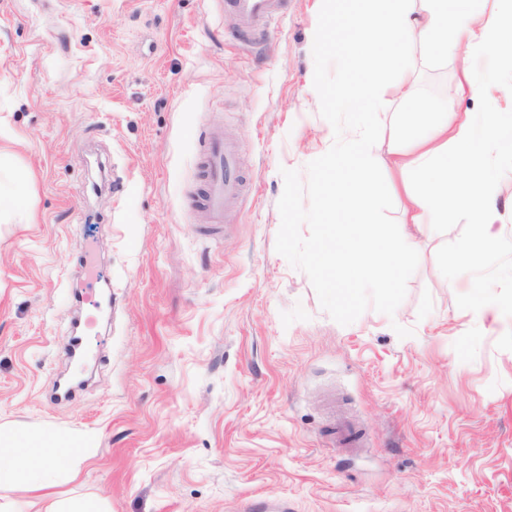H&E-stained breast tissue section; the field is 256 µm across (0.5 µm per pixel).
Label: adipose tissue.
Listing matches in <instances>:
<instances>
[{"label": "adipose tissue", "instance_id": "adipose-tissue-1", "mask_svg": "<svg viewBox=\"0 0 512 512\" xmlns=\"http://www.w3.org/2000/svg\"><path fill=\"white\" fill-rule=\"evenodd\" d=\"M343 52L346 76L335 106L352 124L335 155L322 159L333 169L330 202L341 215L318 252L339 261L341 281L358 288L397 278L423 240L439 236L468 217L470 239L456 257L465 273L481 269L501 251L512 252L489 159L495 149L512 145V120L499 112L459 109V102L484 96L486 87L475 63L496 59L512 69V0H345ZM424 55L458 58L453 94L456 107L440 115H416L422 133L390 126L386 137L371 140L366 130L388 108L381 89L389 85L412 94L416 75L410 48ZM402 175L403 222L388 228L375 222L376 190L368 177L372 151ZM90 440L51 428L0 427V487L20 485L41 492L74 480L77 470L58 463L81 458Z\"/></svg>", "mask_w": 512, "mask_h": 512}]
</instances>
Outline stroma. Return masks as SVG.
I'll return each mask as SVG.
<instances>
[{
	"label": "stroma",
	"instance_id": "stroma-1",
	"mask_svg": "<svg viewBox=\"0 0 512 512\" xmlns=\"http://www.w3.org/2000/svg\"><path fill=\"white\" fill-rule=\"evenodd\" d=\"M321 0H281L251 48L224 0H0V150L27 173L0 223V423L95 438L58 497L103 512H512V253L464 276L467 222L423 243L394 316L343 326L276 249L282 169L332 146L313 97ZM376 128L452 103L454 59L422 58ZM512 113V72L478 63ZM220 131L246 181L221 224L202 207ZM376 221L400 174L375 165ZM104 241L112 323L92 372L64 353L78 258ZM411 329L401 338L395 326ZM87 385L58 399L59 373ZM342 417L364 437L335 444Z\"/></svg>",
	"mask_w": 512,
	"mask_h": 512
}]
</instances>
